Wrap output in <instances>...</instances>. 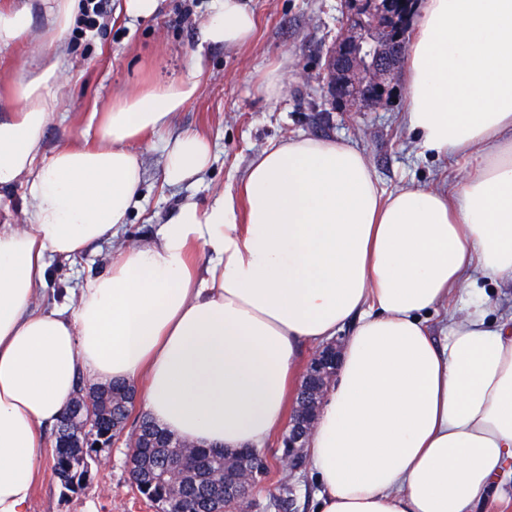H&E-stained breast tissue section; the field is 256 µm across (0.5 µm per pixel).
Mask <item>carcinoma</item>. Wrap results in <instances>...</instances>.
Here are the masks:
<instances>
[{"label":"carcinoma","mask_w":512,"mask_h":512,"mask_svg":"<svg viewBox=\"0 0 512 512\" xmlns=\"http://www.w3.org/2000/svg\"><path fill=\"white\" fill-rule=\"evenodd\" d=\"M374 40L381 62L398 70L405 56V39L391 42L386 30L380 28L375 31ZM136 395L133 385L89 386L83 377H78L76 394L51 431V470L63 489L75 492L88 486L92 463L105 445L123 435ZM131 445L126 461L131 483L156 512H186L189 507L194 512H213L217 505L214 492L220 488L224 468L231 461L247 471L253 481L263 471L258 453L181 448L179 440L146 415L134 427ZM182 457L191 459L192 466L175 486L169 479V470ZM293 502L292 490L284 483L262 508L267 512H290Z\"/></svg>","instance_id":"carcinoma-1"}]
</instances>
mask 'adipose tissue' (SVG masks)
<instances>
[{
	"instance_id": "1",
	"label": "adipose tissue",
	"mask_w": 512,
	"mask_h": 512,
	"mask_svg": "<svg viewBox=\"0 0 512 512\" xmlns=\"http://www.w3.org/2000/svg\"><path fill=\"white\" fill-rule=\"evenodd\" d=\"M80 0L0 6V48L63 35ZM256 20L216 0L202 31L241 47ZM49 44L0 119V512H26L37 450L78 376L143 389L161 427L216 450L261 447L286 427L300 351L349 329L337 386L307 444L317 512H475L512 462V316L482 280L512 281V0H425L403 61L404 122L425 151L466 160L449 187L384 193L356 145L268 144L235 190L185 199L146 242L119 233L143 172L136 144L166 135L163 179L209 166L211 144L172 133L206 75L150 85L91 113L96 141L44 147L67 83ZM115 241L106 269L44 306L48 260ZM469 295L445 326L432 312ZM23 190L15 188L4 192L0 198V223H14L20 217V209L23 207Z\"/></svg>"
}]
</instances>
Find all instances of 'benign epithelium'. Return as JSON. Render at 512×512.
<instances>
[{
	"label": "benign epithelium",
	"instance_id": "7a95c632",
	"mask_svg": "<svg viewBox=\"0 0 512 512\" xmlns=\"http://www.w3.org/2000/svg\"><path fill=\"white\" fill-rule=\"evenodd\" d=\"M412 9L411 0L406 3L402 0H344V23L327 65V85L333 100L341 108L351 110L363 102L377 109L384 104L393 80V70L373 66L366 72L361 55L371 41L374 28L393 21L395 33L402 34L408 26ZM341 56L354 57L356 63L343 72L337 65ZM340 347L341 341L336 338L318 348L310 359L301 385L299 409L289 421L288 432L282 438L287 451L278 460V466L288 473L290 479L306 468V442L317 416L315 410L305 412L304 405L312 395L324 396L329 380L337 371ZM249 483L250 477L243 471L224 472V512L232 510V505L242 493L252 494L248 490Z\"/></svg>",
	"mask_w": 512,
	"mask_h": 512
}]
</instances>
